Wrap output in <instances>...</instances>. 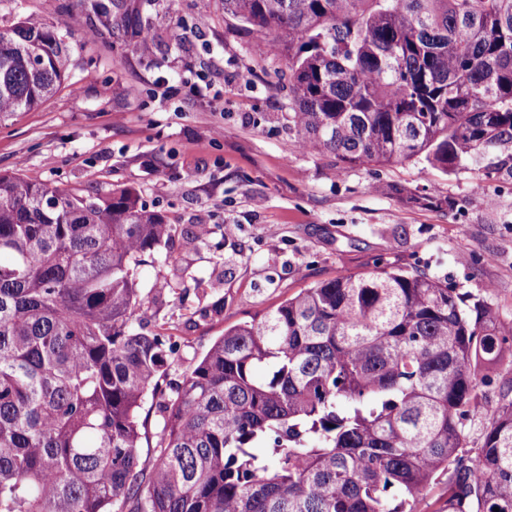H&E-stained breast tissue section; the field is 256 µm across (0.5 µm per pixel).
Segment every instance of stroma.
<instances>
[{"instance_id": "1", "label": "stroma", "mask_w": 512, "mask_h": 512, "mask_svg": "<svg viewBox=\"0 0 512 512\" xmlns=\"http://www.w3.org/2000/svg\"><path fill=\"white\" fill-rule=\"evenodd\" d=\"M89 3L0 0V27L22 18L57 29L72 81L0 122V171L91 197L128 188L176 226L169 283L138 269L151 300L143 331L175 349L169 380L225 328L300 289L378 267L427 273L492 307L512 334L511 180L478 192L467 169L447 174L416 160L342 168L333 155L297 149L288 67L257 57V34L225 15L223 0H126L141 27L125 32L113 15H90ZM194 82L201 95L190 93ZM410 193L432 202L409 203ZM201 225L211 235L187 243L185 230Z\"/></svg>"}]
</instances>
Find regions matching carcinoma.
Returning <instances> with one entry per match:
<instances>
[{"label": "carcinoma", "mask_w": 512, "mask_h": 512, "mask_svg": "<svg viewBox=\"0 0 512 512\" xmlns=\"http://www.w3.org/2000/svg\"><path fill=\"white\" fill-rule=\"evenodd\" d=\"M223 2L286 62L298 148L512 180V0ZM68 64L53 27L0 32V120ZM173 233L130 189L0 172V512H415L442 475L441 512H512V399L479 395L512 353L490 307L424 272L337 276L225 329L164 390L137 270ZM146 419V425L148 429V436L151 443V448H147L146 441L143 439L141 448V462H145V464L150 463L153 457V447L155 445V434L159 431L161 426L162 419L156 413L154 405H152L151 397H149L145 403L143 404L142 409L140 410V419L143 421Z\"/></svg>", "instance_id": "obj_1"}]
</instances>
